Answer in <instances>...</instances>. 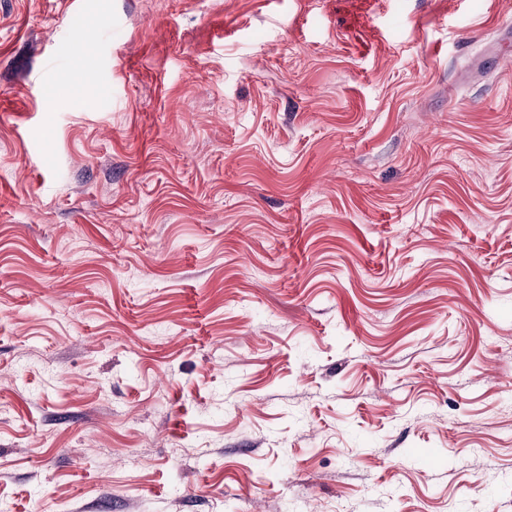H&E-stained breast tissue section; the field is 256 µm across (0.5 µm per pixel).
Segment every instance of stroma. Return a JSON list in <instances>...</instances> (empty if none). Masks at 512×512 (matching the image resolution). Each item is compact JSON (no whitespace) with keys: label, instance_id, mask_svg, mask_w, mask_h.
Wrapping results in <instances>:
<instances>
[{"label":"stroma","instance_id":"35a3bbf8","mask_svg":"<svg viewBox=\"0 0 512 512\" xmlns=\"http://www.w3.org/2000/svg\"><path fill=\"white\" fill-rule=\"evenodd\" d=\"M512 0H0L5 512H512Z\"/></svg>","mask_w":512,"mask_h":512}]
</instances>
